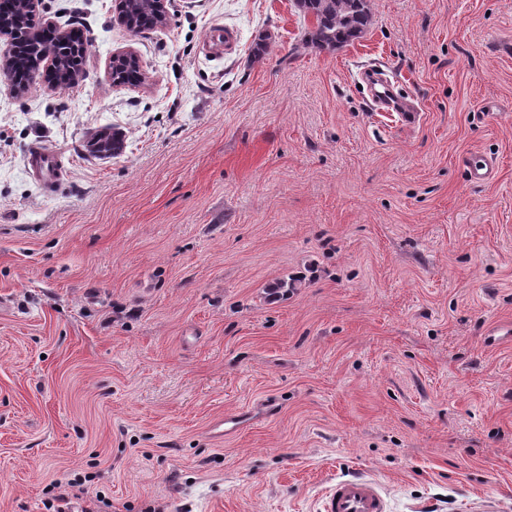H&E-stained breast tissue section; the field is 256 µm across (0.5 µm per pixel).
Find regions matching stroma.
Here are the masks:
<instances>
[{"label":"stroma","mask_w":512,"mask_h":512,"mask_svg":"<svg viewBox=\"0 0 512 512\" xmlns=\"http://www.w3.org/2000/svg\"><path fill=\"white\" fill-rule=\"evenodd\" d=\"M44 3L90 41L75 86L0 81V512L82 477L109 512H320L355 476L388 512H512V0H368L334 51L295 0H168L136 36ZM88 143L92 153L102 156L117 155L124 145L118 134L106 129L94 133ZM28 166L40 185L60 183L65 177L61 156L40 143L30 152ZM463 165L474 182L488 181L494 176L495 163L492 159L468 156L463 159Z\"/></svg>","instance_id":"35a3bbf8"}]
</instances>
